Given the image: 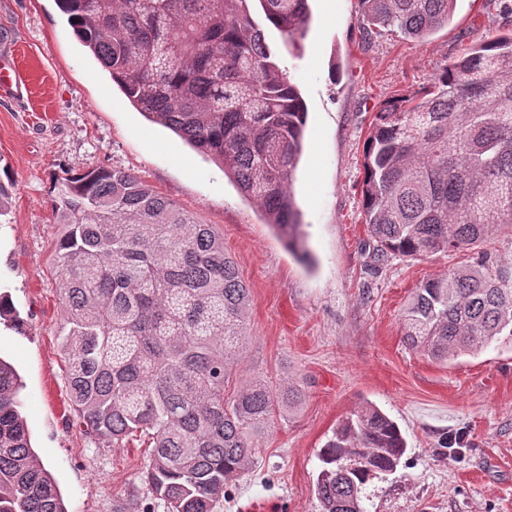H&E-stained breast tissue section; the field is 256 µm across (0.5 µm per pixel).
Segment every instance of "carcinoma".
I'll return each instance as SVG.
<instances>
[{
    "instance_id": "carcinoma-1",
    "label": "carcinoma",
    "mask_w": 512,
    "mask_h": 512,
    "mask_svg": "<svg viewBox=\"0 0 512 512\" xmlns=\"http://www.w3.org/2000/svg\"><path fill=\"white\" fill-rule=\"evenodd\" d=\"M249 0H58L84 47L148 120L224 167L299 261L291 181L306 106L250 16ZM294 46L309 0H259ZM456 0H363L369 27L411 40L445 26ZM362 197L375 258L469 249L512 224V33L477 44L434 90L377 113ZM55 257L67 388L84 436L147 442L145 482L169 512H215L245 476L275 412L304 391L256 376L224 390L250 338V289L224 236L135 174L97 168L59 183ZM403 340L446 362L512 336V274L487 258L421 283ZM22 382L0 358V512H66L31 446ZM406 451L397 423L365 403L321 449V512H366L368 481Z\"/></svg>"
}]
</instances>
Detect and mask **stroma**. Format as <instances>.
<instances>
[{
	"label": "stroma",
	"mask_w": 512,
	"mask_h": 512,
	"mask_svg": "<svg viewBox=\"0 0 512 512\" xmlns=\"http://www.w3.org/2000/svg\"><path fill=\"white\" fill-rule=\"evenodd\" d=\"M304 51L266 27V42L307 106L293 189L314 268L221 166L148 121L88 52L55 0H0V57L26 79L0 96V358L22 377L21 412L32 445L68 512H168L142 479L143 449L104 447L80 431L67 395L52 199L68 176L104 167L134 173L214 225L250 288L251 338L242 368L304 401L276 417L250 472L217 512H321L318 454L333 428L369 402L398 424L407 451L368 483L366 512H512V337L441 363L403 341L402 313L422 281L492 257L512 271V225L479 246L380 262L365 224L364 143L390 100L432 88L473 45L512 28L500 0H456L448 25L411 41L382 29L363 36L362 0H311ZM460 438L459 452H440Z\"/></svg>",
	"instance_id": "stroma-1"
}]
</instances>
